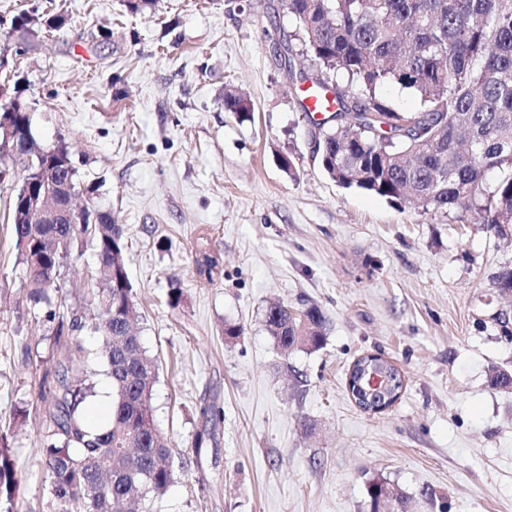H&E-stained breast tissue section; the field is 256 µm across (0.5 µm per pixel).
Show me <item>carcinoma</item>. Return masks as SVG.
Wrapping results in <instances>:
<instances>
[{
    "mask_svg": "<svg viewBox=\"0 0 512 512\" xmlns=\"http://www.w3.org/2000/svg\"><path fill=\"white\" fill-rule=\"evenodd\" d=\"M295 31L283 47L313 61L295 83L331 95L334 111L313 120L326 140L323 173L337 185L358 189L423 212L479 214L477 230L492 235L512 224V0H285ZM53 20L20 15L9 37L28 46ZM395 83L414 95L419 110L404 112L383 97ZM355 90L348 97L347 89ZM31 165H49L55 180L69 177L67 150L44 153L36 140ZM496 173L488 182L489 173ZM94 243L100 314L90 325L97 334L112 387V418L90 428L83 407L95 396L93 373L74 368L85 356L70 342L59 361L52 430L45 446L51 491L63 512H122L128 502L145 504L163 494L174 478L173 449L153 423L150 397L155 362L145 352L134 319L112 316L134 305L133 287L113 276L124 262V235L112 237V217L91 206L78 232L67 224H37L15 246L27 271L34 304L55 302L62 276L45 277V265L74 257L82 235ZM502 298H512V265L492 277ZM281 353L322 348L328 319L311 305L295 318L284 304L265 313ZM497 336L512 344V307L493 320ZM489 385L512 392V365L496 366ZM16 470L0 433V499L11 502ZM368 512H397L403 494L377 478L367 487Z\"/></svg>",
    "mask_w": 512,
    "mask_h": 512,
    "instance_id": "carcinoma-1",
    "label": "carcinoma"
}]
</instances>
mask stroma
Listing matches in <instances>:
<instances>
[{"instance_id":"35a3bbf8","label":"stroma","mask_w":512,"mask_h":512,"mask_svg":"<svg viewBox=\"0 0 512 512\" xmlns=\"http://www.w3.org/2000/svg\"><path fill=\"white\" fill-rule=\"evenodd\" d=\"M32 9L62 23L26 51L9 45L0 86L124 229L141 342L157 363L151 410L175 450L151 512H366L377 476L407 512H512V392L488 384L491 366L512 361L488 326L512 239L478 232L475 213H424L324 175L289 77L311 61L279 54L293 29L283 0H156L135 13L123 0H0V36ZM229 88L249 99V118L225 111ZM11 196L0 190L9 510L62 512L44 453L55 321L28 298ZM79 252L56 320L88 325L96 254L88 241ZM205 254L217 260L209 280L196 270ZM277 301L326 313L321 349L281 355L264 322ZM228 324L241 335L225 336ZM377 351L407 384L370 415L345 376Z\"/></svg>"}]
</instances>
